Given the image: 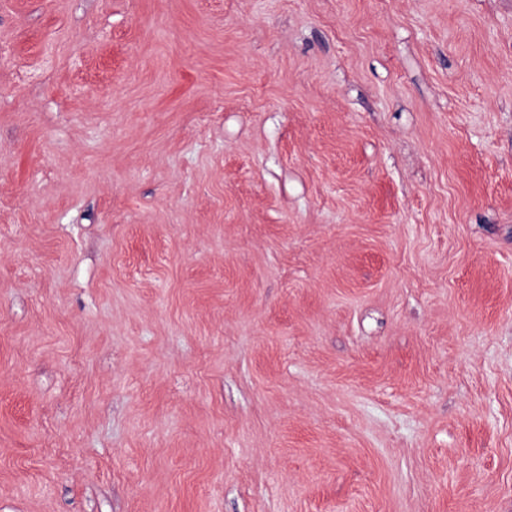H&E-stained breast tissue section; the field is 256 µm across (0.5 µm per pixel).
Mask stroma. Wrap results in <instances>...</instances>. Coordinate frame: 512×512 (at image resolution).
Segmentation results:
<instances>
[{"mask_svg": "<svg viewBox=\"0 0 512 512\" xmlns=\"http://www.w3.org/2000/svg\"><path fill=\"white\" fill-rule=\"evenodd\" d=\"M0 512H512V0H0Z\"/></svg>", "mask_w": 512, "mask_h": 512, "instance_id": "obj_1", "label": "stroma"}]
</instances>
